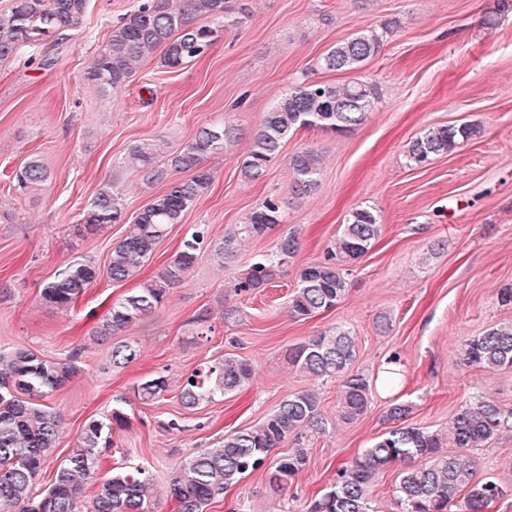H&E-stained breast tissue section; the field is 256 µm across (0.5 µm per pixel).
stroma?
<instances>
[{
  "label": "stroma",
  "instance_id": "35a3bbf8",
  "mask_svg": "<svg viewBox=\"0 0 512 512\" xmlns=\"http://www.w3.org/2000/svg\"><path fill=\"white\" fill-rule=\"evenodd\" d=\"M137 2L90 0L83 30L64 48L40 46L52 65L25 52L0 63V351L22 344L50 361L80 353L79 373L45 400L60 415L62 432L35 490L49 483L88 422L120 397L129 425L113 431L103 467L149 468L162 495L159 512H175L166 496L174 464L307 388L319 392L331 425L311 444L297 481L276 495L266 472L255 471L207 512H309L337 469L390 430L384 415L393 402L409 404V424L429 430L446 429L461 404L482 395L512 407V372L476 369L462 353L465 340L512 323V305L499 300L502 289L512 288V12L489 29L483 20L497 0H236L243 7L237 23L228 28L214 21L219 37L209 54L174 69L153 56L127 87L100 91L84 71L112 25ZM390 20L397 28L363 68H318L332 45ZM303 77L373 85L375 108L344 134L299 131L264 177L245 180L239 163L253 131ZM226 123L237 128V142L207 158L208 192L170 228L138 276L118 283L99 278L69 311L41 303L43 285L68 261L86 258L106 268L129 223L166 190L167 181L149 182L122 168L132 144L153 140L172 152L201 126ZM461 123L477 125V135L427 167L409 166L412 139L432 126ZM306 146L321 154L322 168L315 190L300 195L288 158ZM32 159L48 179L17 191L14 172ZM111 181L119 186L124 223L84 234V207ZM269 196L281 203L282 224L230 264L199 261L168 293L156 326L130 331L139 342L138 360L114 368L111 341L96 344L90 337L113 302L153 280L195 225H206L210 239L222 238ZM365 205L376 209L382 233L351 266L345 300L308 320L290 318L288 301L302 266L321 260L348 212ZM293 230L302 248L275 280L249 293L229 288L255 253L273 250ZM382 315L391 322L384 332L377 327ZM339 327L356 340L353 371L374 380L368 412L351 424L336 419L338 382L302 376L287 358L294 344ZM227 353L251 364L249 386L185 409L183 378ZM395 355L402 382L390 388L379 376ZM155 374L167 375L169 389L141 402L134 387ZM171 420L177 429L168 428ZM472 456L478 477L512 487V432Z\"/></svg>",
  "mask_w": 512,
  "mask_h": 512
}]
</instances>
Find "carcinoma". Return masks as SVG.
I'll list each match as a JSON object with an SVG mask.
<instances>
[{
    "mask_svg": "<svg viewBox=\"0 0 512 512\" xmlns=\"http://www.w3.org/2000/svg\"><path fill=\"white\" fill-rule=\"evenodd\" d=\"M89 0H9L0 12V62L11 60L26 47L51 37L62 43L82 30ZM231 0H143V3L112 26L92 58L87 80L103 91L126 86L137 65L162 53L169 68L207 55L215 32L199 26L200 18H228ZM397 21L381 31L368 30L331 46L319 60L328 71H349L376 57L384 38ZM374 87L360 82L327 84L304 78L265 114L252 135L250 148L240 160V174L258 181L279 156L283 143L301 129L344 133L364 123L374 109ZM475 133L469 124L432 127L410 141L408 161L421 166L433 157L450 152ZM237 139L229 125L204 126L181 150L165 156L168 169L188 172L187 179L173 180L134 220L126 236L113 249L107 275L114 282L133 278L150 259L169 228L181 222L184 213L207 192L212 175L205 161L224 151ZM159 147L150 142L131 145L121 165L143 173L148 181L166 178L158 167ZM297 191L308 193L316 184L321 158L307 146L289 159ZM48 174L37 160L29 161L15 175L17 185L27 189L44 183ZM124 219L119 192L114 184L100 188L84 209L86 233L96 234L107 224ZM279 201L265 199L242 224L224 231L215 241L197 226L186 235L180 249L160 270L156 279L136 293L112 304L107 318L92 331L96 339L112 338L111 359L115 368H125L140 356L139 343L126 338L136 325H147L159 314L167 293L182 284L189 271L207 254L224 263L235 258L242 244L264 235L282 223ZM381 234L377 212L357 206L344 224L324 260L301 268L299 285L289 300L288 312L307 320L334 308L345 298L348 267L364 256ZM301 248L299 235L281 236L270 253L257 255L235 277L234 288L248 292L265 287L292 263ZM98 268L85 259L67 262L40 292L43 304L70 310L97 281ZM467 363L487 371L512 370V323L493 326L463 345ZM78 354L68 360H45L19 345L0 352V512H156L154 478L140 467L133 472H102L101 449L112 447L113 429H123L129 419L122 407L112 408L102 420L83 429L77 445L58 464L49 485L39 494L33 485L52 458L61 429V419L42 400L64 387L77 373ZM356 358V340L351 331L336 329L309 336L288 349V362L304 375L339 381L336 418L352 423L371 405L370 380L351 372ZM253 368L226 354L193 371L180 385L182 406L194 410L216 395L247 386ZM165 375L142 381L135 396L147 403L168 390ZM411 408L392 403L386 419L395 423L363 457L340 468L331 489L314 501L310 512H370L371 497L379 477L391 464L403 463L392 485L397 512H451L461 502L465 512H488L508 495L497 480L476 478L469 452L487 448L502 432L512 429V407L489 396L462 404L448 424V433L425 430L406 423ZM328 420L320 398L312 389L288 395L264 420L224 435L215 448L191 454L175 467L168 493L176 512H205L212 502L246 475L263 469L272 490L279 493L293 484L308 464V443L325 433ZM288 442L292 448L281 455L272 451Z\"/></svg>",
    "mask_w": 512,
    "mask_h": 512,
    "instance_id": "1",
    "label": "carcinoma"
}]
</instances>
